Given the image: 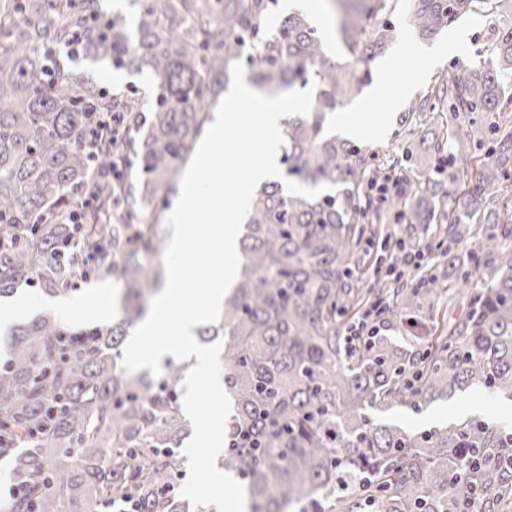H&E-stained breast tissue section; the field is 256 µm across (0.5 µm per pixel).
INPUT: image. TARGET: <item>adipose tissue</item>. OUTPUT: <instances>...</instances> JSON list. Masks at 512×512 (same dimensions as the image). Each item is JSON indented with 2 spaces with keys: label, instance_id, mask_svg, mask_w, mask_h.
<instances>
[{
  "label": "adipose tissue",
  "instance_id": "adipose-tissue-1",
  "mask_svg": "<svg viewBox=\"0 0 512 512\" xmlns=\"http://www.w3.org/2000/svg\"><path fill=\"white\" fill-rule=\"evenodd\" d=\"M47 310L51 311L56 320L62 323L71 322L77 316L86 320L104 321L111 319L113 313L112 308L91 304L87 299L81 297L49 298L37 301L17 294L0 302V350H5L10 332L18 321L34 318Z\"/></svg>",
  "mask_w": 512,
  "mask_h": 512
}]
</instances>
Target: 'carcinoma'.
<instances>
[{"instance_id": "cac0c4a2", "label": "carcinoma", "mask_w": 512, "mask_h": 512, "mask_svg": "<svg viewBox=\"0 0 512 512\" xmlns=\"http://www.w3.org/2000/svg\"><path fill=\"white\" fill-rule=\"evenodd\" d=\"M99 0H0V295L38 279L49 294L71 289L65 262L82 232L100 271L126 288L123 321L68 335L49 318L18 326L8 365L0 369V429L25 432L50 407L63 411L51 428L14 457L11 478L26 485L39 512H207L180 496L189 434L180 388L187 368L128 372L117 359L127 328L140 321L163 282L151 215L209 120L208 107L232 65L256 66L252 83L278 93L315 86L311 111L283 122V175L305 187L331 190L293 196L276 179L253 196L241 229L239 279L224 298L219 325L200 335L224 336V389L232 402L220 467L247 480L255 512H287L318 501L327 512H459L464 470L460 449L483 452L476 475L482 512H503L512 471L493 456L512 448V428L470 418L412 431L384 414L396 407L420 414L470 388L512 402V120L472 125L460 135L458 116L512 112V25L499 29L483 73L440 75L410 106L438 116L410 130L397 160L421 177L407 198L378 208L366 186L384 176L367 146L333 132L338 108L372 82L370 64L395 38L397 0H333L331 61L304 13L269 24L277 0H133L134 23L105 14ZM414 29L436 37L465 14L498 0H411ZM109 59L116 68L157 78L145 121H128L120 146L101 141L100 169L137 168L135 184L99 183L85 224L68 216L92 182L78 147L83 128L73 62ZM109 112L142 111L132 98L101 99ZM473 176L458 185L449 165ZM105 210L118 219L102 221ZM407 225L411 236L441 225L436 244L447 270L419 283H375L361 292L348 279L367 237L382 229L379 211ZM476 239L460 257L451 244ZM471 292L454 316L455 297ZM448 296V310L439 299ZM381 303L383 333L350 352L344 317ZM429 305L432 334L418 350L384 334ZM422 373L411 388L413 366ZM134 504L127 503V500Z\"/></svg>"}]
</instances>
